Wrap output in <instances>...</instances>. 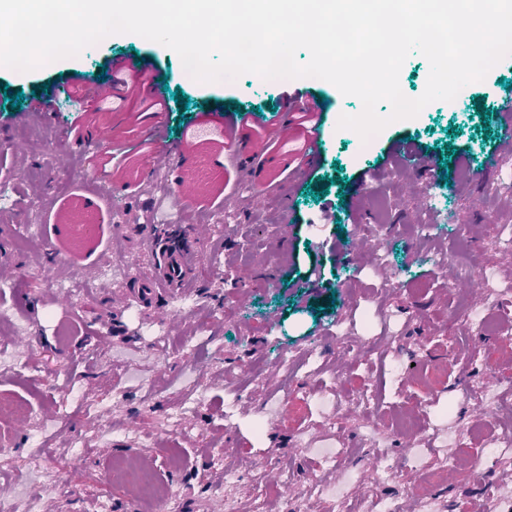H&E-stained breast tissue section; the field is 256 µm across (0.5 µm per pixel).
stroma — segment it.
I'll list each match as a JSON object with an SVG mask.
<instances>
[{
  "label": "stroma",
  "instance_id": "35a3bbf8",
  "mask_svg": "<svg viewBox=\"0 0 512 512\" xmlns=\"http://www.w3.org/2000/svg\"><path fill=\"white\" fill-rule=\"evenodd\" d=\"M135 55L166 78L171 111L147 110L154 96L143 91L100 109L64 98L47 117L0 97V297L11 310L0 321V402L21 408L0 417V499L13 512H158L112 480L132 452L172 486L167 512H388L394 500L401 512H488L489 495L512 499V447L499 442L512 431V192L496 189L512 176L498 110L512 54L453 101L391 122L366 150L339 128L360 100L326 80L246 73L201 83L183 77L174 50L134 35L28 72L2 67L0 83L28 96L97 81L113 59ZM177 90L188 105L173 102ZM298 91L321 108L319 159L304 167V141L289 137L290 164L277 176L241 150L222 185L238 198L235 223L208 221L219 199L187 211L140 184L143 152L206 156L218 143L191 131L229 108L270 114ZM481 107L490 120L477 117ZM410 138L429 168L391 155ZM108 155L102 183L116 194L99 218L103 247L76 256L33 235L19 249L18 226L48 224L76 191L98 196L102 183L88 174ZM263 177L277 178L284 210L256 195ZM411 183L449 222L419 206ZM39 188L52 201L35 218ZM144 212L195 225L200 237L187 295L148 307L125 278L151 268ZM376 248L386 267L363 262L362 250ZM463 249L491 258L472 289L450 285ZM109 264L124 275L104 276ZM316 264L323 280L304 284ZM486 315L497 329L484 327ZM384 340L391 352H370ZM291 351L299 360L287 375L280 357ZM473 385L483 400L466 398ZM407 421L420 425L417 438L401 432ZM324 448L348 466L324 460ZM35 451L56 476L32 493ZM253 462L265 465L261 479Z\"/></svg>",
  "mask_w": 512,
  "mask_h": 512
}]
</instances>
